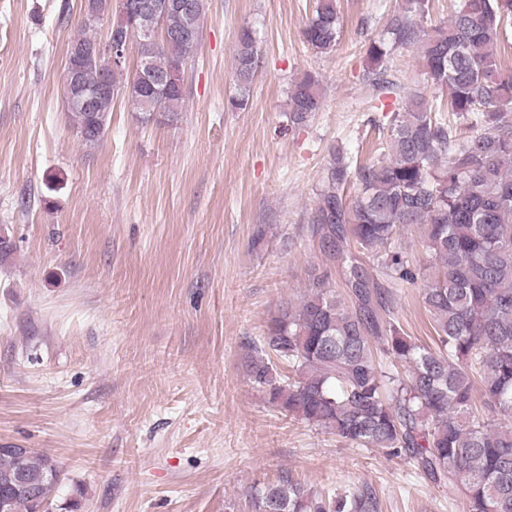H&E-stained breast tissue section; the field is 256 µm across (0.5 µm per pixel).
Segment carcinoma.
<instances>
[{
	"label": "carcinoma",
	"mask_w": 512,
	"mask_h": 512,
	"mask_svg": "<svg viewBox=\"0 0 512 512\" xmlns=\"http://www.w3.org/2000/svg\"><path fill=\"white\" fill-rule=\"evenodd\" d=\"M192 14L169 11V37L139 41L140 59L161 73L194 57L202 39L205 0H190ZM430 0H402L384 34L369 42L368 75L380 93L395 86L390 56L415 47L427 79L446 92V121L415 92L388 113L387 151L357 170L358 193L349 204L341 188L353 160L335 152L310 219V234L326 260L341 266L352 304L336 294L330 273L310 274L296 304L280 305L259 343L248 374L268 402L342 441L378 448L436 484L456 486L467 512H512V70L501 49L512 46V0H458L448 23L426 27ZM98 23L68 43L82 50L85 84L107 79L125 89L142 122L159 113L178 119L184 91L162 93L122 84L124 68L103 71L89 53L101 39ZM341 34L336 0H317L303 30L316 53L333 50ZM233 109L250 104L259 44L250 27L235 46ZM114 97L94 112L67 110L86 145L101 141ZM323 106L321 81L308 73L289 90L292 126ZM421 226L423 248L435 265L422 302L439 344L418 343L387 321L377 283L363 266L376 262L396 283L413 282L400 230ZM407 367V375L394 371ZM22 469L33 492L5 488V475ZM55 465L33 448L22 459L0 453V512H36L52 489ZM254 512H381L376 490L359 484L317 493L289 475L254 488Z\"/></svg>",
	"instance_id": "1"
}]
</instances>
